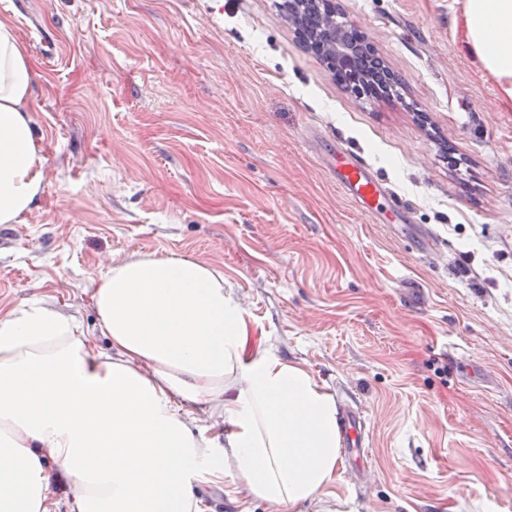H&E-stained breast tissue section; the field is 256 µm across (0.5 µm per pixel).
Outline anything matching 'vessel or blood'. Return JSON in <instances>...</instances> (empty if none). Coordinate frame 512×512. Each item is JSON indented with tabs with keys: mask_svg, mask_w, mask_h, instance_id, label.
I'll use <instances>...</instances> for the list:
<instances>
[{
	"mask_svg": "<svg viewBox=\"0 0 512 512\" xmlns=\"http://www.w3.org/2000/svg\"><path fill=\"white\" fill-rule=\"evenodd\" d=\"M328 173L337 190L350 199L358 210L372 221L388 217L390 223L408 224L412 217L409 208L389 200L388 191L375 172L343 146H336L329 163ZM363 417L356 412L349 413L345 420V436L348 447L354 448L355 456L350 461L352 471L360 473L366 461L359 449L362 447Z\"/></svg>",
	"mask_w": 512,
	"mask_h": 512,
	"instance_id": "obj_1",
	"label": "vessel or blood"
}]
</instances>
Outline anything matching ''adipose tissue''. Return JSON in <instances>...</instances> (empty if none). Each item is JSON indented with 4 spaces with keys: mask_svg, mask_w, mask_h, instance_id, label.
<instances>
[{
    "mask_svg": "<svg viewBox=\"0 0 512 512\" xmlns=\"http://www.w3.org/2000/svg\"><path fill=\"white\" fill-rule=\"evenodd\" d=\"M458 2L454 27L512 104V0ZM35 77L1 18L0 224L24 223L44 189ZM90 300V329L43 299L0 310V512H207L202 481L303 505L335 483V395L257 341L219 269L134 254L100 270ZM204 416L223 435L198 432Z\"/></svg>",
    "mask_w": 512,
    "mask_h": 512,
    "instance_id": "1",
    "label": "adipose tissue"
}]
</instances>
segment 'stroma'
I'll use <instances>...</instances> for the list:
<instances>
[{
    "label": "stroma",
    "instance_id": "stroma-1",
    "mask_svg": "<svg viewBox=\"0 0 512 512\" xmlns=\"http://www.w3.org/2000/svg\"><path fill=\"white\" fill-rule=\"evenodd\" d=\"M282 2L0 0L47 157L25 223L0 224V309L44 298L89 326L112 258L205 261L256 335L362 410L365 472L331 487L349 512H512V108L454 0H338L397 75L388 98L339 86ZM336 143L412 223L337 190ZM200 493L209 512H316Z\"/></svg>",
    "mask_w": 512,
    "mask_h": 512
}]
</instances>
